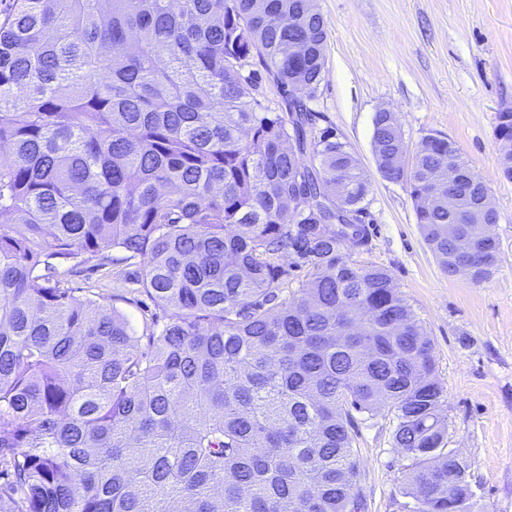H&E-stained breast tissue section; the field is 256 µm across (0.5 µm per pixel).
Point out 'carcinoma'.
Here are the masks:
<instances>
[{
    "mask_svg": "<svg viewBox=\"0 0 512 512\" xmlns=\"http://www.w3.org/2000/svg\"><path fill=\"white\" fill-rule=\"evenodd\" d=\"M296 15L295 28L271 24ZM304 0H12L0 23V512H359L357 416L385 412L414 512H474L448 447L433 342L390 274L351 259L368 180L331 130L254 97L255 55L283 89L321 79ZM378 171L403 131L374 118ZM311 156L305 166L300 156ZM466 171L458 208L448 166ZM439 265L474 285L499 261L486 189L456 143L421 137L407 182ZM459 228L448 239V225ZM369 242L365 224L352 227ZM141 258L168 321L125 317L58 279ZM309 279L287 298L288 270Z\"/></svg>",
    "mask_w": 512,
    "mask_h": 512,
    "instance_id": "1",
    "label": "carcinoma"
}]
</instances>
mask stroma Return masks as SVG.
Here are the masks:
<instances>
[{
  "mask_svg": "<svg viewBox=\"0 0 512 512\" xmlns=\"http://www.w3.org/2000/svg\"><path fill=\"white\" fill-rule=\"evenodd\" d=\"M328 30L322 78L308 100L314 129L334 131L369 180L360 259L388 270L434 345L447 394L448 442L467 460L478 512H512V180L501 173L496 116L512 108V0H317ZM389 107L410 146L428 131L455 141L499 212L500 262L479 285L446 275L428 248L404 182L383 178L373 120ZM144 265L63 266L79 297L112 307L136 336L168 313L142 290ZM362 512H411L392 420L360 421Z\"/></svg>",
  "mask_w": 512,
  "mask_h": 512,
  "instance_id": "35a3bbf8",
  "label": "stroma"
}]
</instances>
